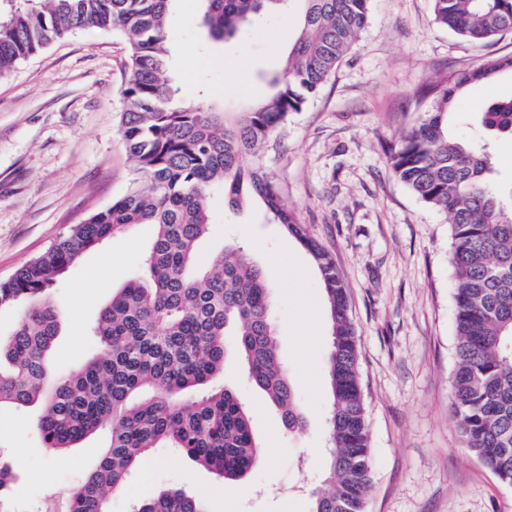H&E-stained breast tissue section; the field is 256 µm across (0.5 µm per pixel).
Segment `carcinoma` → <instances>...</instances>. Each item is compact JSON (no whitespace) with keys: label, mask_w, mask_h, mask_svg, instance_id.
<instances>
[{"label":"carcinoma","mask_w":512,"mask_h":512,"mask_svg":"<svg viewBox=\"0 0 512 512\" xmlns=\"http://www.w3.org/2000/svg\"><path fill=\"white\" fill-rule=\"evenodd\" d=\"M174 0H37L0 19V77L52 40L84 31H117L129 46L120 132L136 163L127 192L0 281V308L19 307L0 339V408L42 405L37 432L46 447L72 448L100 431L108 443L66 512H108L111 493L155 448H174L227 480L240 481L260 450L246 404L218 383L235 354L252 385L299 435L306 417L279 355L271 285L240 246L206 265L197 244L210 229L212 189L235 208L243 191L312 256L323 283L332 346L327 360L332 405L327 476L312 492V512H362L372 455L358 375L357 336L348 294L328 253L286 207L261 165L244 168L331 77L366 26L372 0H299L301 29L273 92L227 116L200 102H175L169 76L167 18ZM202 26L215 41L241 33L287 0H203ZM435 22L473 43L512 33V0H433ZM512 72L494 57L435 89L434 106L391 150L395 176L449 219L456 275L457 366L453 411L464 447L512 484V203L495 186L486 147L453 131L456 97ZM483 130L512 136V95L488 104ZM151 224L155 235L141 272L100 311L96 355L79 371L50 379L48 358L62 313L49 291L87 250L115 234ZM136 512H205L182 490L162 489Z\"/></svg>","instance_id":"cac0c4a2"}]
</instances>
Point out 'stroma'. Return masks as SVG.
Listing matches in <instances>:
<instances>
[{
    "label": "stroma",
    "instance_id": "1",
    "mask_svg": "<svg viewBox=\"0 0 512 512\" xmlns=\"http://www.w3.org/2000/svg\"><path fill=\"white\" fill-rule=\"evenodd\" d=\"M200 0H176L168 19L177 99L205 96L239 112L266 97L297 36L301 8L276 10L231 42L198 28ZM512 56V33L476 45L434 21L432 0H373L369 21L320 92L275 132L260 156L283 203L333 258L349 295L358 369L373 453L364 512H512V487L465 450L452 417L456 366L455 278L447 217L393 174L390 149L431 105L425 86L451 79L489 56ZM128 47L115 32L80 31L22 61L0 79V280L39 255L72 225L111 205L133 180L120 137ZM512 93V75L458 97L456 133L478 128L489 102ZM212 232L200 262L243 246L273 287L280 355L295 380L307 421L288 435L266 397L248 385L236 358L221 382L245 400L261 458L229 481L164 449L152 470H137L113 493L110 512L178 488L207 512H310L327 456L330 411L326 364L330 323L320 274L307 251L258 198L237 210L211 199ZM152 240L141 224L86 251L50 297L62 311L54 373L79 369L96 352L90 326L139 269ZM39 407L0 409V462L15 480L0 512H63L96 465L100 432L79 447L45 448Z\"/></svg>",
    "mask_w": 512,
    "mask_h": 512
}]
</instances>
